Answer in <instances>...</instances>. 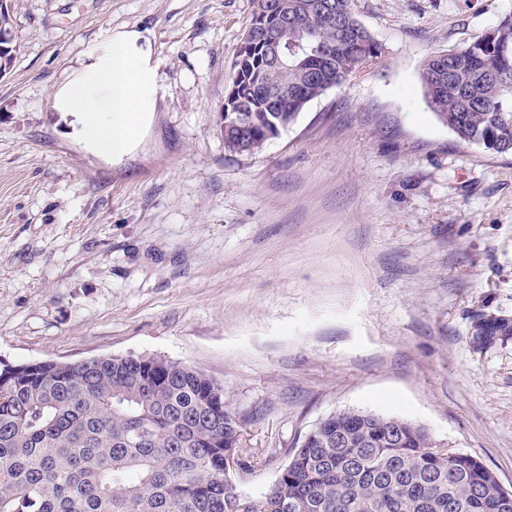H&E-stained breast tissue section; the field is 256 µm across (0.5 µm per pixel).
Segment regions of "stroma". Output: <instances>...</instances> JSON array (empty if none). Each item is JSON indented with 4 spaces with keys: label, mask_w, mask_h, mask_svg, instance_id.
<instances>
[{
    "label": "stroma",
    "mask_w": 512,
    "mask_h": 512,
    "mask_svg": "<svg viewBox=\"0 0 512 512\" xmlns=\"http://www.w3.org/2000/svg\"><path fill=\"white\" fill-rule=\"evenodd\" d=\"M382 54L264 149L224 148L219 110L252 0H7L0 76V359L151 355L224 387L261 497L344 409L399 416L512 491V154L460 142L419 73L512 0H351ZM161 74L136 149L102 158L52 94L112 32ZM512 335V323L505 319L486 318L477 325V336L482 342Z\"/></svg>",
    "instance_id": "35a3bbf8"
}]
</instances>
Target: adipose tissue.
<instances>
[{
	"label": "adipose tissue",
	"instance_id": "1",
	"mask_svg": "<svg viewBox=\"0 0 512 512\" xmlns=\"http://www.w3.org/2000/svg\"><path fill=\"white\" fill-rule=\"evenodd\" d=\"M159 93L157 66L144 31L120 29L53 93L54 108L78 116L95 154L120 159L139 142Z\"/></svg>",
	"mask_w": 512,
	"mask_h": 512
}]
</instances>
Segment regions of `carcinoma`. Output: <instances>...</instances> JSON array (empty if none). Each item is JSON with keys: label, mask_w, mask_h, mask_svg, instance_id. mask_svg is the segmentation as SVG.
I'll use <instances>...</instances> for the list:
<instances>
[{"label": "carcinoma", "mask_w": 512, "mask_h": 512, "mask_svg": "<svg viewBox=\"0 0 512 512\" xmlns=\"http://www.w3.org/2000/svg\"><path fill=\"white\" fill-rule=\"evenodd\" d=\"M334 2L288 28V85L262 44L236 60L232 97L253 119L249 143L226 137L227 151L262 150L275 138L271 125H290L381 56L351 0ZM420 80L460 141L512 153V14L491 38L429 56ZM511 335L505 319L477 325L485 343ZM240 437L224 387L181 362H0V512H512V500L506 508L495 494H475L490 479L477 457L448 459L424 428L398 416H327L259 499L239 494L224 470V451Z\"/></svg>", "instance_id": "cac0c4a2"}]
</instances>
